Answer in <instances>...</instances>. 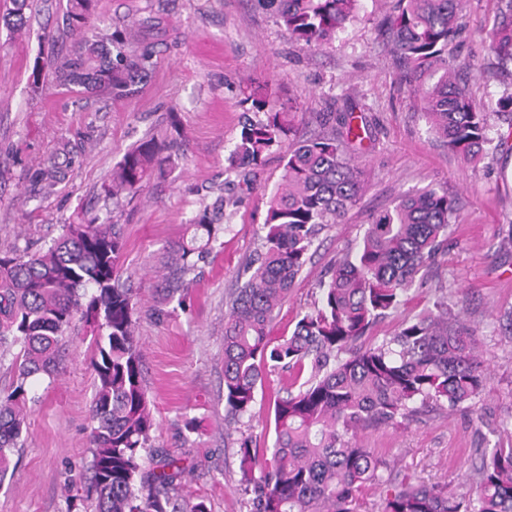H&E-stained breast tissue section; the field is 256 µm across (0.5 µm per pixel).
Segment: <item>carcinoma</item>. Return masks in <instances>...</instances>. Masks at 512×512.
I'll return each instance as SVG.
<instances>
[{
	"instance_id": "1",
	"label": "carcinoma",
	"mask_w": 512,
	"mask_h": 512,
	"mask_svg": "<svg viewBox=\"0 0 512 512\" xmlns=\"http://www.w3.org/2000/svg\"><path fill=\"white\" fill-rule=\"evenodd\" d=\"M388 29L391 51L414 105L434 135L467 162L488 142L485 109L469 96L448 42L461 31L462 0H397ZM485 36L504 83L512 86V0ZM12 25L25 26L30 0H11ZM272 10L288 38L320 46L356 17L359 0H257ZM96 0H67L57 30L76 36L68 54L48 49L45 76L59 86L115 97L133 94L151 74L148 51L126 48L128 32L93 22ZM241 102L263 113L246 118L228 169L244 182L294 127L292 109L278 107L267 84L251 83ZM288 152L282 182L269 200L262 250L238 274L224 324V408L237 421L251 414L264 375L288 374L286 395L275 400L271 458L239 443L241 487L250 512H361L369 484L386 486L381 512H512V443L497 444L464 475L472 494L446 487L383 480L389 463L357 439L370 426H389L434 404L455 410L480 396L486 376L477 338L460 322L439 289L434 308L417 315L381 344L357 348L379 319L400 304L420 271L442 253L456 201L434 188L400 197L372 217L357 249L341 257L319 283L320 298L291 336H271L276 311L310 260L322 231L337 224L360 194L361 174L346 155L360 138L352 117ZM176 140L151 136L128 149L112 168L107 192L135 194L172 162ZM36 178L61 180L51 159ZM224 198L204 206L165 263L159 303L180 308L189 276L212 254L228 229ZM122 225L108 217L82 219L45 249L0 255V366L13 381L0 390V485L27 431L31 380L53 376L64 334L79 320L91 337L89 366L95 392L89 408L90 475L80 477L94 512H206L186 509L174 494L184 469L153 452L151 402L133 320L137 293L123 279ZM260 469V476L254 469Z\"/></svg>"
}]
</instances>
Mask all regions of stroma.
Returning a JSON list of instances; mask_svg holds the SVG:
<instances>
[{"label": "stroma", "instance_id": "35a3bbf8", "mask_svg": "<svg viewBox=\"0 0 512 512\" xmlns=\"http://www.w3.org/2000/svg\"><path fill=\"white\" fill-rule=\"evenodd\" d=\"M65 3L35 0L29 24L16 31L2 22L8 4L0 0V253L45 248L81 215H112L121 224L123 267L138 292L135 335L156 422L154 446L181 460L185 473L177 494L184 507L201 502L207 512H248L238 440L247 435L256 447H272L271 405L287 387L281 375L269 376L251 416L225 425L226 300L261 244L287 153L283 146L271 150L254 188L226 185L228 158L248 115L240 90L254 82L270 84L278 102L293 105V140L330 133L325 117L332 112H351L362 129L348 154L364 173L363 191L341 223L316 240L272 322L274 336L292 334L317 301L325 270L358 245L373 215L399 196L430 187L457 199L444 255L419 273L362 344H381L432 306L436 288H447L454 312L479 339L486 389L475 405L451 413L433 408L359 437L389 461L393 482L409 476L464 492L461 478L478 463L480 450L512 441V338L493 328L494 317L512 308V248L500 246L512 228V180L506 176L512 115L496 107L503 86L482 42L500 20L501 0H463L462 30L448 45L449 56L463 66L470 96L489 114V141L482 159L471 163L434 136L400 80L384 33L397 13L396 0H360L354 20L319 47L289 40L252 0H98V25L135 27L137 46L153 53L150 81L127 98L80 94L49 78L31 85L41 49L63 53L72 43L57 31ZM173 115L184 152L164 177L113 206L106 193L113 166L146 136L165 135ZM49 156L67 176L47 192L32 172ZM225 186L241 198L224 210L229 229L197 269L184 307L171 310L157 300L163 258ZM88 342L81 329L69 332L55 376L33 380L35 401L13 457L15 474L0 487V512H93L77 483L91 458ZM191 420L197 423L192 432L186 427Z\"/></svg>", "mask_w": 512, "mask_h": 512}]
</instances>
